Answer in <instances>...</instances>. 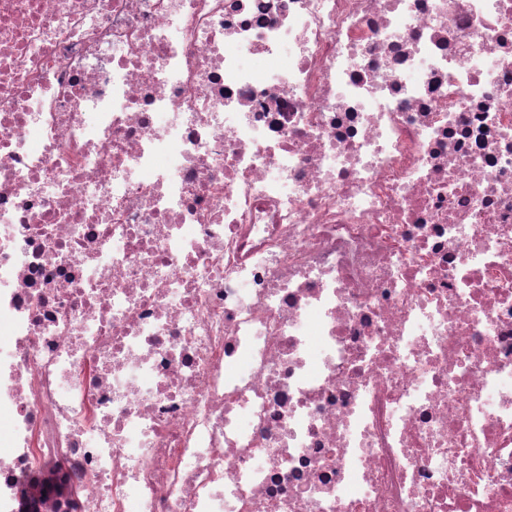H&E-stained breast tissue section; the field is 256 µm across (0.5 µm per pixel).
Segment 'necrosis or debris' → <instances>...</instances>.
Returning a JSON list of instances; mask_svg holds the SVG:
<instances>
[{"instance_id":"4bbe7bcc","label":"necrosis or debris","mask_w":512,"mask_h":512,"mask_svg":"<svg viewBox=\"0 0 512 512\" xmlns=\"http://www.w3.org/2000/svg\"><path fill=\"white\" fill-rule=\"evenodd\" d=\"M1 327L0 512H512V0H0Z\"/></svg>"}]
</instances>
